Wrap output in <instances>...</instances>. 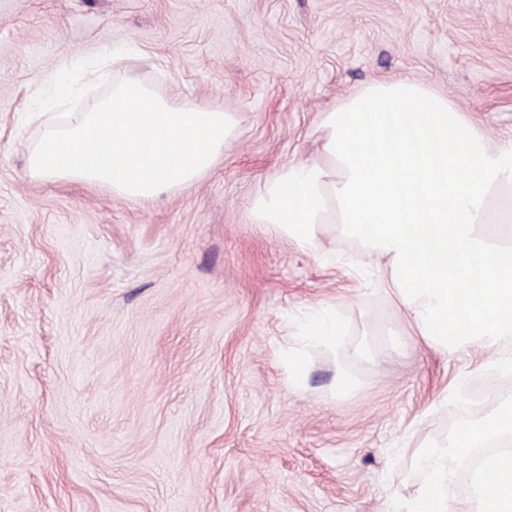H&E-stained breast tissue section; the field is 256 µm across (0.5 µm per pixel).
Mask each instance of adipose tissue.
<instances>
[{"instance_id":"obj_1","label":"adipose tissue","mask_w":512,"mask_h":512,"mask_svg":"<svg viewBox=\"0 0 512 512\" xmlns=\"http://www.w3.org/2000/svg\"><path fill=\"white\" fill-rule=\"evenodd\" d=\"M320 147L268 176L250 203L301 248L327 234L366 239L377 282L409 328L445 351L512 360V141L492 143L448 96L407 78L375 80L322 113ZM333 312L301 322L300 345L336 351ZM512 432V411L466 420L454 443L415 453L424 480L392 512H512V451L489 458L472 497L448 486L472 448Z\"/></svg>"}]
</instances>
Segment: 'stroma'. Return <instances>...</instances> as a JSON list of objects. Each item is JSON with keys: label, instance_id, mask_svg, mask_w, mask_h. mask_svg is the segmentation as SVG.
<instances>
[{"label": "stroma", "instance_id": "1", "mask_svg": "<svg viewBox=\"0 0 512 512\" xmlns=\"http://www.w3.org/2000/svg\"><path fill=\"white\" fill-rule=\"evenodd\" d=\"M118 49V76L236 113L193 188L28 176L32 87ZM399 77L512 139V0H0V512H388L451 407L512 399L491 352L390 350L405 324L352 240L304 251L250 218L321 112ZM324 308L345 397L324 348L299 388L282 364Z\"/></svg>", "mask_w": 512, "mask_h": 512}]
</instances>
